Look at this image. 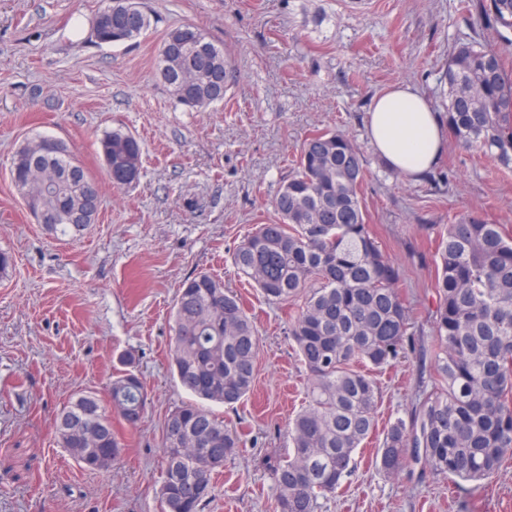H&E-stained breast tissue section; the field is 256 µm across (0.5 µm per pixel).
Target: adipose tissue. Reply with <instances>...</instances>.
I'll return each instance as SVG.
<instances>
[{
	"instance_id": "1",
	"label": "adipose tissue",
	"mask_w": 512,
	"mask_h": 512,
	"mask_svg": "<svg viewBox=\"0 0 512 512\" xmlns=\"http://www.w3.org/2000/svg\"><path fill=\"white\" fill-rule=\"evenodd\" d=\"M368 128L385 162L417 178L438 163L448 143L439 114L424 95L406 84L394 85L376 97Z\"/></svg>"
}]
</instances>
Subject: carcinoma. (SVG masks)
Listing matches in <instances>:
<instances>
[{
    "label": "carcinoma",
    "instance_id": "carcinoma-1",
    "mask_svg": "<svg viewBox=\"0 0 512 512\" xmlns=\"http://www.w3.org/2000/svg\"><path fill=\"white\" fill-rule=\"evenodd\" d=\"M460 10L488 21L493 36L472 38L448 54L440 117L449 135L497 164L512 167V0H460ZM150 25L139 0H110L94 20L104 44L140 38ZM158 70L179 104L204 110L224 102L233 66L199 28L180 25L162 42ZM193 75L179 92L181 76ZM100 151L107 172L141 167L136 139L106 133ZM11 170L34 208L61 214L45 225L54 235L95 223L101 198L88 204L95 179L64 143L34 158L19 149ZM367 168L360 148L340 130L317 129L302 143L296 167L272 200L277 220L258 224L233 261L265 301L291 306L295 351L308 374L307 405L288 427V458L270 466L274 512H318L355 468V453L377 428L379 390L372 372L415 348L412 314L397 288L398 273L383 253L362 204ZM436 305L431 311L434 365L409 420L384 430L375 465L388 477L407 466L408 449L439 480L478 482L512 455V235L472 215L448 217L436 231ZM169 367L196 399L165 419L178 441L162 433L165 469L158 489L163 512H203L213 475L245 445L243 434L204 403L234 407L255 384L259 337L241 299L224 281L198 273L179 288L173 308ZM112 410L97 394H76L56 420L59 442L89 471L111 468L124 444L112 413L136 425L147 393L131 370L108 389ZM96 433L88 448L82 433Z\"/></svg>",
    "mask_w": 512,
    "mask_h": 512
}]
</instances>
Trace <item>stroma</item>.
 Wrapping results in <instances>:
<instances>
[{"mask_svg": "<svg viewBox=\"0 0 512 512\" xmlns=\"http://www.w3.org/2000/svg\"><path fill=\"white\" fill-rule=\"evenodd\" d=\"M150 27L134 45L99 43L108 0H0V512H160L162 428L187 395L172 379V308L189 277L221 278L259 336L255 387L225 423L254 436L225 462L205 512H273L264 460L285 457L289 422L306 404V373L287 334L288 310L237 273L233 253L258 224L316 129L343 131L369 176L362 202L399 272L416 348L377 371V428L409 417L434 364L428 322L436 294L431 225L473 213L512 230V169L456 142L418 179L387 168L368 135L375 97L397 83L440 110L456 41L479 25L458 0H141ZM192 24L223 45L234 79L223 104L176 103L158 71L169 29ZM132 134L142 168L114 187L100 155L105 132ZM49 135L98 181L95 224L55 237L37 224L11 177L15 152ZM130 356L144 381L137 427L115 422L126 450L105 472L81 469L54 434L76 393L105 391ZM378 438L318 512H512V457L486 482L452 492L411 462L399 479L373 462Z\"/></svg>", "mask_w": 512, "mask_h": 512, "instance_id": "stroma-1", "label": "stroma"}]
</instances>
